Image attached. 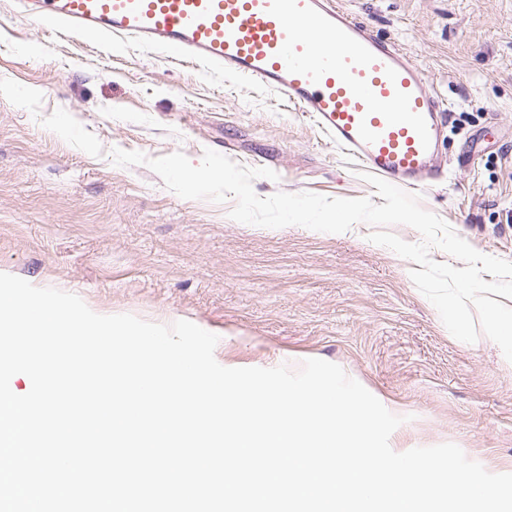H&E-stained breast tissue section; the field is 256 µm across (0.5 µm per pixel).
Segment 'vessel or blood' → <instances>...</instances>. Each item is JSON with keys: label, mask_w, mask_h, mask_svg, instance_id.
I'll list each match as a JSON object with an SVG mask.
<instances>
[{"label": "vessel or blood", "mask_w": 512, "mask_h": 512, "mask_svg": "<svg viewBox=\"0 0 512 512\" xmlns=\"http://www.w3.org/2000/svg\"><path fill=\"white\" fill-rule=\"evenodd\" d=\"M48 34L118 41L252 80L368 173L406 190L438 169L444 105L425 70L339 0H17Z\"/></svg>", "instance_id": "1"}]
</instances>
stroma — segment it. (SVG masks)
<instances>
[{
	"label": "stroma",
	"instance_id": "1",
	"mask_svg": "<svg viewBox=\"0 0 512 512\" xmlns=\"http://www.w3.org/2000/svg\"><path fill=\"white\" fill-rule=\"evenodd\" d=\"M427 72L449 107L443 179L422 206L477 251L512 261V0H340ZM247 167L278 191L375 198L359 165L257 83L137 47L45 40L0 0V272L78 295L101 315L218 335L225 367L309 358L342 367L402 424L390 445L457 444L512 473V362L486 336L455 339L414 264L341 234L236 222L234 199L186 200L112 149Z\"/></svg>",
	"mask_w": 512,
	"mask_h": 512
}]
</instances>
